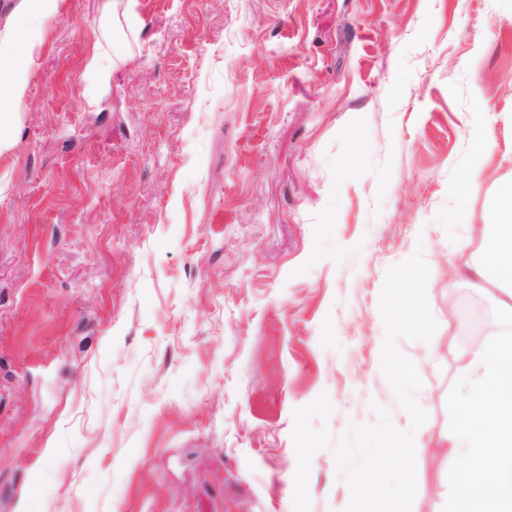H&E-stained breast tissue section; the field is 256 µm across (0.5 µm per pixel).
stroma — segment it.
<instances>
[{
    "instance_id": "35a3bbf8",
    "label": "stroma",
    "mask_w": 512,
    "mask_h": 512,
    "mask_svg": "<svg viewBox=\"0 0 512 512\" xmlns=\"http://www.w3.org/2000/svg\"><path fill=\"white\" fill-rule=\"evenodd\" d=\"M19 3L0 512H344L337 438L379 407L410 426L379 296L418 249L453 336L397 347L428 414L412 512H441L457 352L501 330L460 243L512 181V0ZM114 60L101 46L94 47L86 63V74L96 83L105 84L112 74Z\"/></svg>"
}]
</instances>
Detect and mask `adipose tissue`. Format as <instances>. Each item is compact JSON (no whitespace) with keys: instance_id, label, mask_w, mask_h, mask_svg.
<instances>
[{"instance_id":"ef3b65f1","label":"adipose tissue","mask_w":512,"mask_h":512,"mask_svg":"<svg viewBox=\"0 0 512 512\" xmlns=\"http://www.w3.org/2000/svg\"><path fill=\"white\" fill-rule=\"evenodd\" d=\"M33 65L31 51H0V102L17 107L24 100ZM481 244L471 256V270L481 290L512 320V182L501 187L495 220L480 227Z\"/></svg>"}]
</instances>
